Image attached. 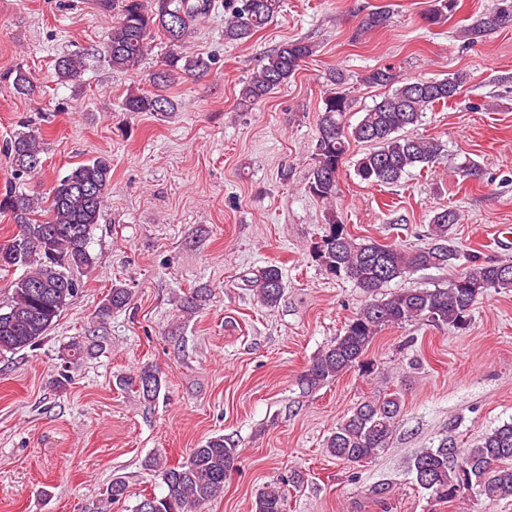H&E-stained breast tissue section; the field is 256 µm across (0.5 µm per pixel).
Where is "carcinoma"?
<instances>
[{
    "label": "carcinoma",
    "mask_w": 512,
    "mask_h": 512,
    "mask_svg": "<svg viewBox=\"0 0 512 512\" xmlns=\"http://www.w3.org/2000/svg\"><path fill=\"white\" fill-rule=\"evenodd\" d=\"M282 0H224V40L246 42L264 28L281 10ZM458 0H435L423 16L425 24L441 23L456 11ZM214 7L213 0H121L119 18L105 41L94 50L96 59L114 71L139 65L149 51L156 32L173 50L153 73L154 92H132L122 101L125 112H153L167 115L174 101L161 90L185 76L208 72L211 61L181 51L198 23ZM389 12L378 8L367 14L361 28L385 25ZM512 22V7L499 8L474 20L465 29L475 44L504 24ZM313 55V46L303 40L280 45L266 55L260 69L243 82L237 107L247 112L259 101L285 85ZM87 67V55L64 54L55 59L58 80L72 82ZM467 76L454 72L443 78H414L398 83L395 67L385 65L369 71L362 82L391 86L393 90L362 119L351 125L347 114L353 100L338 86L346 76L332 77L336 88L322 98L316 122L314 163L306 191L330 204L336 199L338 176L345 162L350 140L366 143L369 149L353 164L354 174L372 186L396 187L414 169L433 167L445 155V144L433 137H418L410 129L421 123L426 111L437 104L457 99ZM13 87L29 96L36 84L33 76L15 70ZM14 179L31 177L41 169V134L19 131L5 142ZM462 180L483 175L479 165L464 161L455 170ZM112 179V161L101 155L69 169L50 186L47 197L11 185L0 192V213L13 220L16 233L0 244V271L27 268L11 282V297L0 306V353H16L35 346L56 324L63 309L81 288L77 273L90 268L95 258L88 251L93 226L99 219ZM459 213L446 207L431 217L427 240L415 248L380 243L370 237L353 235L336 211L329 212L321 241L313 258L325 274L346 280L365 296L366 303L348 321L343 334L318 353L300 376L301 384L316 389L352 367L365 365L375 337L386 327L413 321L463 330L479 298L492 290L512 288V261H491L480 253L468 254L469 266L455 275L446 288H403L386 292L397 279L425 269H443L458 259L453 228ZM260 301L274 307L285 290L283 272L268 265L249 281ZM130 301L128 289L114 285L100 309L101 316L123 309ZM142 396L156 397L161 388L159 374L144 369L138 374ZM402 413L397 394L376 396L357 404L332 432L326 442L331 457L343 465H362L385 448ZM238 451L218 436L192 450L189 458L168 467L158 458L150 466L160 473L163 492L153 496L152 512H199L202 505L224 493V483L234 469ZM410 472L420 488L437 500L452 502L475 489L488 500L512 497V421L482 433L475 446L460 450L448 435L435 448L416 453ZM254 512H286V497L278 487L257 493Z\"/></svg>",
    "instance_id": "cac0c4a2"
}]
</instances>
